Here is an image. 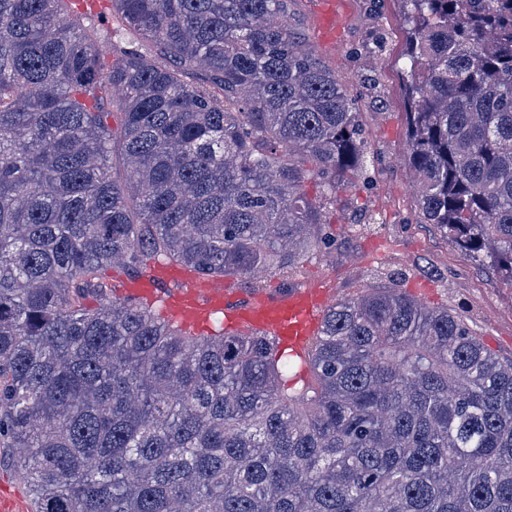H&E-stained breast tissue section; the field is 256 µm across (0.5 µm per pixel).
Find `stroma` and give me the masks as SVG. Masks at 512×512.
I'll return each mask as SVG.
<instances>
[{
    "label": "stroma",
    "instance_id": "stroma-1",
    "mask_svg": "<svg viewBox=\"0 0 512 512\" xmlns=\"http://www.w3.org/2000/svg\"><path fill=\"white\" fill-rule=\"evenodd\" d=\"M319 2L291 0L294 33L315 58L352 84L371 79L374 89L360 98L358 120L375 166L370 184L346 177L329 205L336 238L329 252L312 251L296 269L272 273L260 285L274 293L320 281L334 301L371 288H400L424 304L449 308L496 357L512 360V285L420 218L408 172L405 104L396 65L406 36L400 0H384L376 14L368 0H341L334 38L324 33ZM377 28L386 33L384 49L367 69L366 46ZM0 491L15 500L18 512H31L28 486L10 448L0 447Z\"/></svg>",
    "mask_w": 512,
    "mask_h": 512
}]
</instances>
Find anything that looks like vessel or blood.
<instances>
[{
	"instance_id": "vessel-or-blood-1",
	"label": "vessel or blood",
	"mask_w": 512,
	"mask_h": 512,
	"mask_svg": "<svg viewBox=\"0 0 512 512\" xmlns=\"http://www.w3.org/2000/svg\"><path fill=\"white\" fill-rule=\"evenodd\" d=\"M126 295L140 300L162 301L166 312L186 328H208L217 313H225L231 326L243 331H260L275 336L289 356L305 357L310 342L317 336L328 304L323 284H309L284 293L261 295L245 305H231L216 282L193 272L162 265Z\"/></svg>"
}]
</instances>
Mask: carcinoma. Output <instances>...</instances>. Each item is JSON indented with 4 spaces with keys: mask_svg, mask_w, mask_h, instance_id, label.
<instances>
[{
    "mask_svg": "<svg viewBox=\"0 0 512 512\" xmlns=\"http://www.w3.org/2000/svg\"><path fill=\"white\" fill-rule=\"evenodd\" d=\"M401 2L419 212L512 282V0ZM109 3L170 65L105 61L72 0H0V446L34 512H512V360L448 309L342 299L288 388L269 334L107 300L117 267L290 271L369 170L362 92L294 42L290 0Z\"/></svg>",
    "mask_w": 512,
    "mask_h": 512,
    "instance_id": "1",
    "label": "carcinoma"
}]
</instances>
